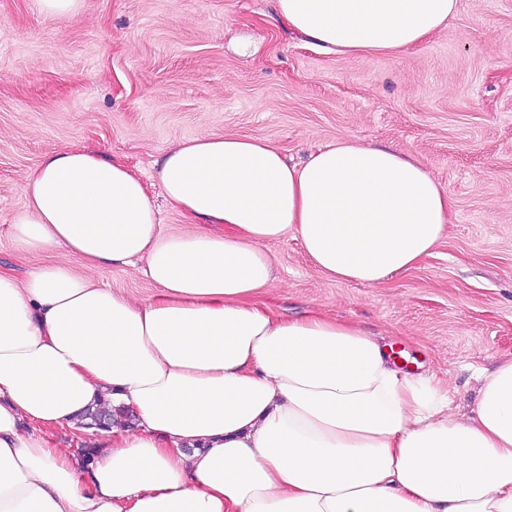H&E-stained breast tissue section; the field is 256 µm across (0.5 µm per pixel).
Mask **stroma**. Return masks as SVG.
Wrapping results in <instances>:
<instances>
[{
  "instance_id": "obj_1",
  "label": "stroma",
  "mask_w": 512,
  "mask_h": 512,
  "mask_svg": "<svg viewBox=\"0 0 512 512\" xmlns=\"http://www.w3.org/2000/svg\"><path fill=\"white\" fill-rule=\"evenodd\" d=\"M211 135L263 137L297 162L353 137L429 165L455 220L417 267L379 287L336 281L289 236L265 247L274 280L259 300L357 322L403 369L446 378L470 414L478 372L512 361V0H459L446 28L369 58L303 43L275 0H81L51 22L37 0H0L1 265L82 270L64 250L9 245L46 155L84 147L148 179L165 152ZM95 277L138 301L156 292L133 267Z\"/></svg>"
}]
</instances>
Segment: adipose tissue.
<instances>
[{
  "label": "adipose tissue",
  "mask_w": 512,
  "mask_h": 512,
  "mask_svg": "<svg viewBox=\"0 0 512 512\" xmlns=\"http://www.w3.org/2000/svg\"><path fill=\"white\" fill-rule=\"evenodd\" d=\"M458 0H276L338 55L395 54ZM156 183L189 230L163 233L146 182L85 148L47 155L12 221L20 253L84 268L0 267V512H512V361L479 373L470 415L357 324L286 319L255 298L267 243L293 234L327 277L379 286L430 255L453 204L427 164L339 139L288 163L258 136L180 142ZM137 266L135 303L95 271ZM133 411L83 466L55 431L100 403Z\"/></svg>",
  "instance_id": "obj_1"
}]
</instances>
